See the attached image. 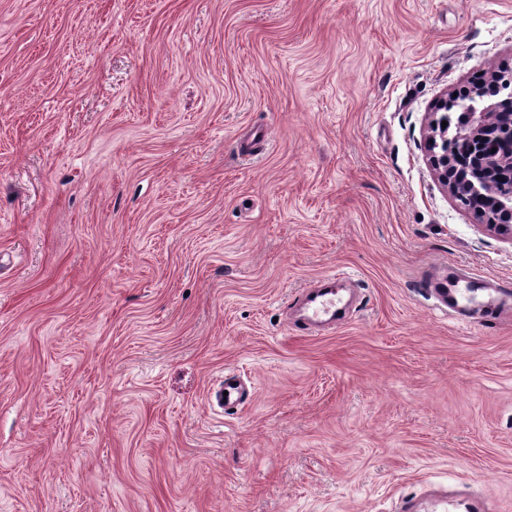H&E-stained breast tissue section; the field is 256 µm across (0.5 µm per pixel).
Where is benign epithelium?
I'll use <instances>...</instances> for the list:
<instances>
[{
  "instance_id": "1",
  "label": "benign epithelium",
  "mask_w": 512,
  "mask_h": 512,
  "mask_svg": "<svg viewBox=\"0 0 512 512\" xmlns=\"http://www.w3.org/2000/svg\"><path fill=\"white\" fill-rule=\"evenodd\" d=\"M490 89L476 87L468 91L458 123L442 125L448 120V98L438 100L432 112L426 150L440 182L467 209L476 224L512 241V206L493 209L471 207L470 195L479 193L495 199L499 195L512 197V149L488 157L483 153L486 143L509 138L511 123L497 121L502 111L512 112V88L502 90L498 99L484 104V94Z\"/></svg>"
}]
</instances>
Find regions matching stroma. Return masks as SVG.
<instances>
[{
    "mask_svg": "<svg viewBox=\"0 0 512 512\" xmlns=\"http://www.w3.org/2000/svg\"><path fill=\"white\" fill-rule=\"evenodd\" d=\"M510 66L512 0H0V512H512V242L425 151ZM309 319L317 321L336 307V289L322 288L308 300ZM461 504L448 500L447 494L435 493L431 494L426 508L423 510L417 509V504L414 502L408 503L403 512H458Z\"/></svg>",
    "mask_w": 512,
    "mask_h": 512,
    "instance_id": "obj_1",
    "label": "stroma"
}]
</instances>
